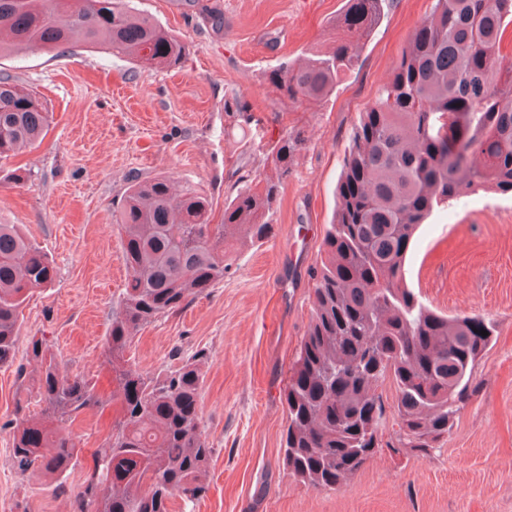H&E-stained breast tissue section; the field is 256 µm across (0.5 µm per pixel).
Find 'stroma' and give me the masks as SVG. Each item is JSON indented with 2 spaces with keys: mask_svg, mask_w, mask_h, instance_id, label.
<instances>
[{
  "mask_svg": "<svg viewBox=\"0 0 512 512\" xmlns=\"http://www.w3.org/2000/svg\"><path fill=\"white\" fill-rule=\"evenodd\" d=\"M189 52L176 69H144L89 49L83 36L63 55H0V75L34 89L51 114L42 143L0 160V224L20 225L56 266L52 285L23 311L17 364L36 378L27 339L49 341L61 374L80 373L108 399L79 415L72 431L83 453L65 492L35 468L12 465L19 389L14 366L0 367V512H71L94 454L112 432L115 384L102 356L115 302L128 277L112 229V208L132 179L167 173L213 202L221 223L236 179L275 178L266 153L282 136L300 144L273 202L266 238L229 241L230 266L216 288L143 328L126 354L155 373L174 350L208 354L202 426L213 449L210 487L176 512H512V196L475 190L423 224L405 281L433 308L479 315L497 335L475 371L479 397L430 456L380 449L340 489L289 477L283 393L312 312L311 270L323 256L337 209L343 157L361 112L391 75L433 0H389L358 63L326 97L301 103L269 77L327 51L344 0H136ZM28 173L25 183L13 176Z\"/></svg>",
  "mask_w": 512,
  "mask_h": 512,
  "instance_id": "obj_1",
  "label": "stroma"
}]
</instances>
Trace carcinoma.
<instances>
[{
	"instance_id": "carcinoma-1",
	"label": "carcinoma",
	"mask_w": 512,
	"mask_h": 512,
	"mask_svg": "<svg viewBox=\"0 0 512 512\" xmlns=\"http://www.w3.org/2000/svg\"><path fill=\"white\" fill-rule=\"evenodd\" d=\"M385 0H347L330 50L276 72L272 84L314 102L357 65L354 42L381 20ZM512 0H434L391 77L352 130L336 193L339 205L314 281L312 316L284 403L288 473L315 487L347 482L382 447L428 455L483 388L478 359L496 335L492 321L449 316L403 285L414 235L433 211L477 186L512 192V67L504 43ZM81 33L143 67H175L185 43L145 16L133 0H0V54L15 45L47 52ZM49 113L37 93L0 76V158L44 137ZM299 140L283 136L268 160L288 176ZM280 182L236 180L224 217L210 223L211 200L193 187L174 192L169 176L135 179L112 212L130 278L115 305L103 354L117 382L119 419L94 458L71 512H174L208 491L212 448L201 427L207 355L173 353L175 368L142 374L125 367L133 337L158 318L206 295L224 279V245L238 233L266 236ZM53 261L16 224H0V366L14 363L23 309L53 283ZM485 330L488 335H480ZM28 352L40 364L36 397L44 420L16 419L13 466L65 479L82 449L67 424L104 404L83 375L61 377L44 337ZM391 378L396 402L376 393ZM390 439L382 442L387 420Z\"/></svg>"
}]
</instances>
